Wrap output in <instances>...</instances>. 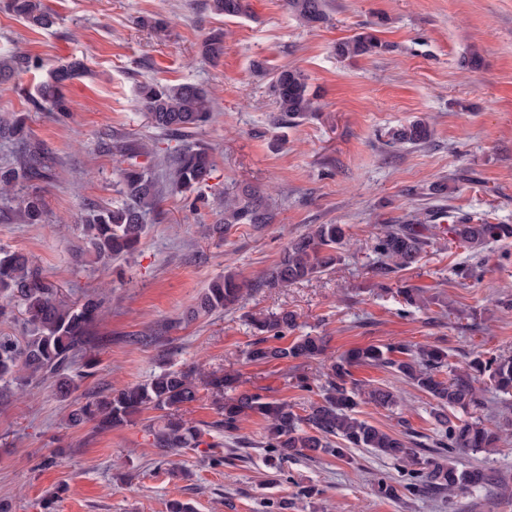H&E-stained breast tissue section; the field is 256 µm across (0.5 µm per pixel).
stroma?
<instances>
[{
  "mask_svg": "<svg viewBox=\"0 0 512 512\" xmlns=\"http://www.w3.org/2000/svg\"><path fill=\"white\" fill-rule=\"evenodd\" d=\"M58 17L49 31L32 30L0 12V52L19 49L43 66L0 85V112L27 117L28 135L48 152L50 176L19 186L43 195L41 224H21L0 200V247L27 254L69 299L98 292L105 298L90 351L94 376L60 398L52 379L0 399V500L11 512H40L54 496V512H166L180 499L195 512H512V397L485 393L480 421L500 427L491 453H455L460 469L480 468L495 485L454 500L403 489L409 475L363 449L347 458L320 455L269 466L264 423L245 420L230 436L215 422L207 391L181 409L204 428L202 445L173 452L189 472L172 477L159 468L144 429L146 416L109 431L70 426L71 405L90 392L141 384L161 370L204 361L207 370H235L244 391H263L301 408L311 399L294 376L325 373L324 359L247 362L254 334L250 317L282 310L297 316V335L322 336L327 352L394 343L446 348L450 363L474 352L512 355V239L480 252L451 244L450 217L487 216L512 224V0H328L330 24L309 28L283 0H249L251 12L224 18L207 0H46ZM170 19L160 34L146 16ZM228 33L224 55L203 59L200 44L215 28ZM370 28L383 52L342 59L337 42ZM81 60L84 76L63 93L66 116L36 111L27 98L46 80L47 66ZM269 70H304L320 98L319 117L279 127ZM192 82L213 99L209 123L189 140L209 146L214 170L200 198L164 191L137 250L110 264L83 252L82 218L88 204H121L116 141L152 146L142 166L164 181L166 163L181 138L150 126L135 104L140 83ZM417 119L430 141L392 147L388 134ZM447 182L455 192L436 195ZM257 188L272 199L267 224L221 222L225 191ZM438 212L437 236L420 261L396 274L400 286L426 289L428 308H405L374 273L373 245L386 224L412 211ZM319 224H344L351 244L336 268L285 288L259 286L289 240ZM475 266L478 277L456 275ZM231 272L248 283L237 309L190 318L188 307L216 277ZM354 378L397 389L387 410L361 405L363 418L387 430L408 424L434 437L431 400L394 373L358 367ZM400 487L377 494L378 479ZM319 495L297 496V484Z\"/></svg>",
  "mask_w": 512,
  "mask_h": 512,
  "instance_id": "obj_1",
  "label": "stroma"
}]
</instances>
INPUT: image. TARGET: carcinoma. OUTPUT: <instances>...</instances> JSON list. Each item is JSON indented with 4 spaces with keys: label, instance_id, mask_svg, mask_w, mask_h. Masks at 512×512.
I'll return each mask as SVG.
<instances>
[{
    "label": "carcinoma",
    "instance_id": "carcinoma-1",
    "mask_svg": "<svg viewBox=\"0 0 512 512\" xmlns=\"http://www.w3.org/2000/svg\"><path fill=\"white\" fill-rule=\"evenodd\" d=\"M286 7L304 25L314 27L329 22L327 0H285ZM209 10L228 18L248 12L247 0H207ZM5 11L32 29L47 30L56 24V16L44 0H0ZM227 32L209 33L201 44V55L217 60L224 55ZM386 49L376 36L362 31L336 44V55L354 58ZM40 68L41 61L23 51L0 56V84L9 83L29 67ZM257 73L270 76L269 89L277 106L276 123L296 124L315 118L320 106L317 95L304 71L298 68L270 72L264 63L253 64ZM83 71L77 59L54 64L48 79L37 86L30 102L37 111H69L62 93L65 83ZM136 105L150 124L168 133H189L208 123L212 117L209 93L192 83L139 85ZM0 138L19 140L22 154L16 163L0 168V198L14 199L16 187L26 181L48 176L44 149L28 139L24 118L13 115L0 119ZM431 138L429 125L415 120L389 134L393 146H419ZM147 153L143 144L125 142L121 146L118 166L121 206L90 208L83 220V234L95 258L107 264L133 253L146 232L147 219L155 212L160 189L154 178L136 158ZM213 162L209 148L192 143L178 149L168 164L167 179L171 189L192 194L210 178ZM224 223L212 225V232L224 233L226 224H267L271 219L270 199L264 193L244 188L224 193ZM21 224L44 222L45 204L35 193L17 200L14 208ZM434 226L419 213L408 216L402 224L386 225L375 239L378 256L376 274L388 281L392 275L415 265L429 240L435 236ZM451 241L476 250L483 245L512 238V224L477 223L458 218L448 225ZM350 242L343 224H319L304 236L292 239L280 260L260 277L266 288H283L309 280L335 268L341 260L340 249ZM245 284L226 274L213 280L189 307L192 318L236 307ZM407 306L421 307L430 303L420 288L396 289ZM24 322L30 325L26 336L0 335V389L24 386L45 377L56 379L57 392L64 398L74 388V377L68 374L74 359L93 343L92 328L101 313L102 299L88 294L81 301L68 304L58 297V289L47 282L25 254L0 247V317L14 313L12 303ZM258 331L248 345L246 358L251 363L288 362L314 359L325 353L318 336H297L281 343L297 326L296 315L288 310L271 313L253 322ZM390 369L409 381L433 401L432 418L438 436L432 453L444 457L457 451L486 453L496 447L499 434L479 421L452 420L450 409L477 410L484 404L483 393L493 389L503 395L512 394V357L498 355L487 358L477 354L461 367L448 362V350L437 345L412 347L397 343L386 347L354 348L330 360L324 379L313 380L305 374L294 376L296 387L313 393L318 399L309 401L304 413L294 411L285 400H277L259 392H239V376L235 372H208L204 366L164 370L149 381L121 389L88 394L85 403L69 413L73 427L93 422L100 431L118 428L133 417L149 410H161L158 420L145 424L158 450L160 462L178 448H196L204 431L179 413L181 407L197 400L198 384L213 396L219 425L232 435L241 422L257 416L265 422L264 447L270 453V466L281 471L288 459H314L321 454L338 459L349 448H363L385 456L400 465L421 466L411 474V482L403 489L411 494L433 489L448 496L453 504L456 494L474 488H485L491 477L479 468L460 470L439 460L421 456L419 444L405 441L357 417L360 403L389 409L396 405L397 394L387 387L373 386L353 378L352 368Z\"/></svg>",
    "mask_w": 512,
    "mask_h": 512
}]
</instances>
